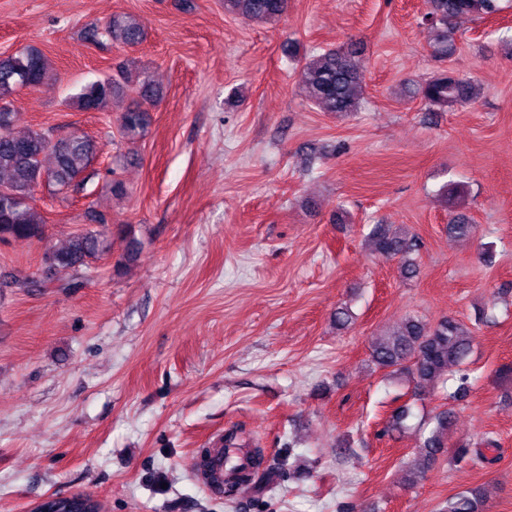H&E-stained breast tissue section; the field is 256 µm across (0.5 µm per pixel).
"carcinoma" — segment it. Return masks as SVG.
I'll list each match as a JSON object with an SVG mask.
<instances>
[{
	"instance_id": "carcinoma-1",
	"label": "carcinoma",
	"mask_w": 512,
	"mask_h": 512,
	"mask_svg": "<svg viewBox=\"0 0 512 512\" xmlns=\"http://www.w3.org/2000/svg\"><path fill=\"white\" fill-rule=\"evenodd\" d=\"M429 11L424 24L436 33L433 51L441 57L453 54L457 31L454 21L463 16H481L496 11L494 0H427ZM289 0H224V9L258 21H274L288 12ZM100 35L125 45L143 42L139 25L126 16H114L97 27ZM55 80L46 56L31 49L0 59V242L41 240L45 222L33 210L35 188L52 184L58 190L77 185L96 152L95 142L74 132L67 138L55 139L48 131H15L18 112L11 97L26 82L39 88ZM364 71L358 52L353 49H328L304 57V85L308 101L322 112L350 113L359 109L363 94ZM132 93L134 99L121 112V133L134 139L149 123L145 105L160 99V90L145 72L121 66L83 86L74 97L78 108L100 112L118 95ZM416 94L428 110L463 106L474 99V85L450 71H441L419 83ZM449 209L448 234L461 240L473 236L474 225L454 211L460 197L457 186L449 184L444 191ZM371 253L403 259L405 278L415 273L409 258L418 247L415 235L374 227L367 236ZM107 238L102 231H85L74 235L68 245L46 253L48 270H70L75 273L88 267L89 260L107 251ZM476 341L472 330L460 320L446 316L435 325L408 318L387 339L374 344L370 361L378 369L407 373L422 390L448 377V369L464 365ZM453 411L448 409L434 417L435 426L423 440L427 460L433 461L445 448V436L452 424ZM459 462L483 467L494 462L481 448L463 446L454 449ZM442 512H487L484 493L479 488L467 489L448 498Z\"/></svg>"
}]
</instances>
